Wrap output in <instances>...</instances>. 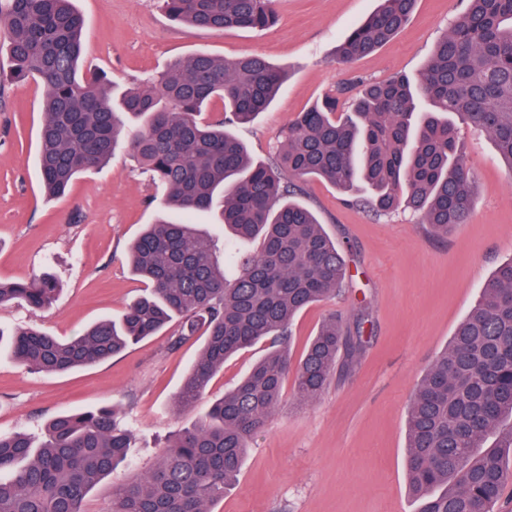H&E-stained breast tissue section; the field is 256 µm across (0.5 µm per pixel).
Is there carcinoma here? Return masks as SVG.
<instances>
[{"instance_id": "carcinoma-1", "label": "carcinoma", "mask_w": 512, "mask_h": 512, "mask_svg": "<svg viewBox=\"0 0 512 512\" xmlns=\"http://www.w3.org/2000/svg\"><path fill=\"white\" fill-rule=\"evenodd\" d=\"M417 2L379 0L339 44L338 59L377 51L407 25ZM162 7L210 31L263 29L276 18L274 0H163ZM84 26L71 0H0V73L46 88L38 166L47 193L64 195L126 137L138 167L166 189L164 206L189 217L217 205L229 238L220 251L189 222L160 219L131 247L145 287L120 321L98 320L69 339L0 329V342L17 363L61 373L104 361L176 318L171 346L204 337L175 396L180 410L205 398L228 357L258 343L267 353L198 421L177 430L146 474L135 472L133 435L112 409L60 414L38 436L0 432V512H89L88 492L121 466L128 477L113 487L107 512H211L286 380L301 398L315 399L361 345L332 315L292 360L293 319L339 293L347 277L343 247L296 199L295 180L321 178L378 217L410 210L437 236L467 223L474 175L459 125L490 136L512 174V0H467L417 77L364 81L347 107L327 96L288 123L267 162L254 160L232 128L268 109L285 81L280 68L258 56L200 52L114 100L105 76L79 75ZM215 99L224 117L206 120ZM255 240L256 250H240ZM56 292L47 274L0 281V307L41 309ZM407 421L418 512H499L500 491L512 482V259L484 283L415 386Z\"/></svg>"}]
</instances>
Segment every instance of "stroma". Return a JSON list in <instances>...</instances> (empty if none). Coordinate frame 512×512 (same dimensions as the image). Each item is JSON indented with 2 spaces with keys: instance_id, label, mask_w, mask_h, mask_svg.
<instances>
[{
  "instance_id": "1",
  "label": "stroma",
  "mask_w": 512,
  "mask_h": 512,
  "mask_svg": "<svg viewBox=\"0 0 512 512\" xmlns=\"http://www.w3.org/2000/svg\"><path fill=\"white\" fill-rule=\"evenodd\" d=\"M465 5L418 0L405 29L345 67L336 62V47L378 0H275L274 25L226 32L187 28L165 14L161 0H74L87 22L84 72L105 75L120 91L198 52L260 55L283 69L286 83L269 110L237 130L262 160L297 113L325 95L340 93L347 103L362 82L416 75ZM0 84V279L47 271L61 286L48 309H0V326L70 337L99 319H120L143 290L127 248L157 219L163 189L120 150L81 174L66 196H47L37 165L44 86L31 78ZM459 141L475 174L473 212L444 238L411 211L377 218L348 205L333 185L301 180L299 199L343 245L348 277L336 297L295 319L292 355L300 357L332 314L360 329L362 350L316 399H301L285 382L280 405L249 442L237 481L211 512H417L406 467L410 395L484 282L512 259V175L487 134L464 127ZM169 338L165 331L64 373L34 372L1 352L0 432H37L60 413L112 406L136 437L138 468L148 470L170 436L206 409H175L200 347L173 349ZM265 353L258 344L227 360L209 397L232 389Z\"/></svg>"
}]
</instances>
